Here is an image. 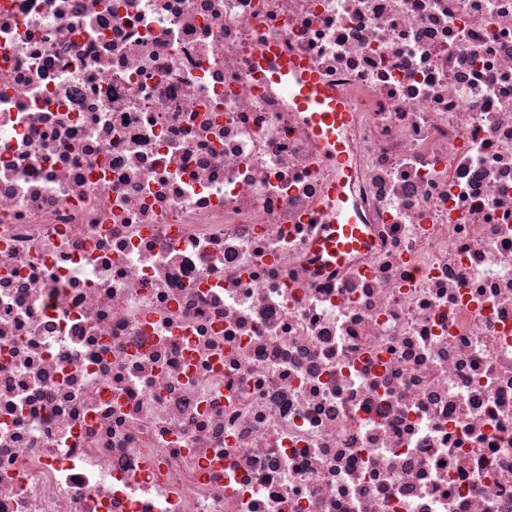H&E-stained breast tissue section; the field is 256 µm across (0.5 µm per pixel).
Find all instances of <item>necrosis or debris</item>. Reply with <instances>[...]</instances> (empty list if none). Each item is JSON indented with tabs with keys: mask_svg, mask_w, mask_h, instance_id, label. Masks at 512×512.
<instances>
[{
	"mask_svg": "<svg viewBox=\"0 0 512 512\" xmlns=\"http://www.w3.org/2000/svg\"><path fill=\"white\" fill-rule=\"evenodd\" d=\"M0 512H512V0H0ZM263 67L267 80L288 82L293 88L295 107L303 112L320 143L327 147L329 158L339 162L344 151L339 131L347 117L342 98L324 87L312 66L304 61L280 58L276 70L269 72ZM344 181L341 176L336 178V183L328 188V193L332 198H336V217L334 224H331V233L328 237L319 240L318 249L333 258L336 263L345 260L346 255L352 250L360 249L364 246V236L358 224L344 212L342 202L344 200L343 191Z\"/></svg>",
	"mask_w": 512,
	"mask_h": 512,
	"instance_id": "obj_1",
	"label": "necrosis or debris"
}]
</instances>
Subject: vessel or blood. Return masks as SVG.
Here are the masks:
<instances>
[{
	"label": "vessel or blood",
	"instance_id": "vessel-or-blood-1",
	"mask_svg": "<svg viewBox=\"0 0 512 512\" xmlns=\"http://www.w3.org/2000/svg\"><path fill=\"white\" fill-rule=\"evenodd\" d=\"M273 81L288 83L294 90V105L303 112L321 144L325 145L329 157L340 161L344 146L339 131L346 121L342 98L324 87L312 66L296 59H279L276 70L269 72ZM364 236L353 220L337 210L329 236L321 238L318 248L335 262H343L352 250L362 248Z\"/></svg>",
	"mask_w": 512,
	"mask_h": 512
}]
</instances>
